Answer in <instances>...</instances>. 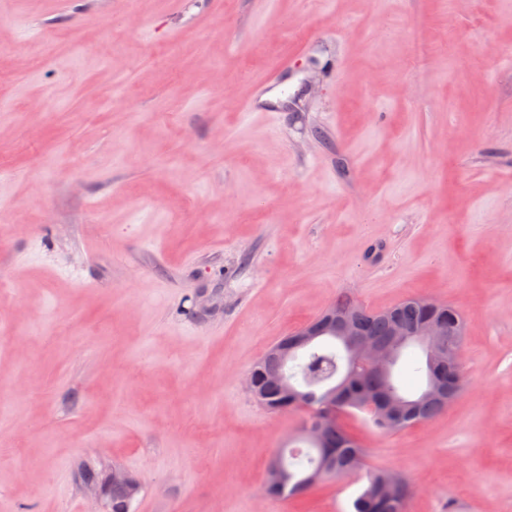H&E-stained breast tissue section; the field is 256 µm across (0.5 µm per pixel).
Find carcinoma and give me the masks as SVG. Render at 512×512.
<instances>
[{
  "mask_svg": "<svg viewBox=\"0 0 512 512\" xmlns=\"http://www.w3.org/2000/svg\"><path fill=\"white\" fill-rule=\"evenodd\" d=\"M336 309L355 316L362 330L383 346L392 344V330L399 323L407 327H419L426 322L443 324L460 322L456 307L446 304L427 308L414 300H403L382 311H369L357 305L351 298L336 300ZM294 365L286 370L288 381L300 378L298 389L307 397L311 409L303 426L316 425L326 416L334 404L345 410H357L369 415V422L381 433L391 435L416 423H424L444 412L455 396L465 389L463 373L455 369L449 376L450 387L445 400L418 401L403 393L399 381L390 376L386 379L352 364L348 353L335 346L316 342L292 358ZM262 406L273 413L294 411L285 399V393L270 389ZM363 458V450L349 439L341 424L327 432L326 441L320 448L307 445V450L290 449L276 453L269 467L282 476L279 488L269 492L280 498L306 496L316 484L314 476L352 477L362 469L355 461ZM387 475L385 470L365 472L362 486L351 502L353 512H407V503L413 494L410 481L395 474L398 492L393 498L382 491Z\"/></svg>",
  "mask_w": 512,
  "mask_h": 512,
  "instance_id": "1",
  "label": "carcinoma"
}]
</instances>
